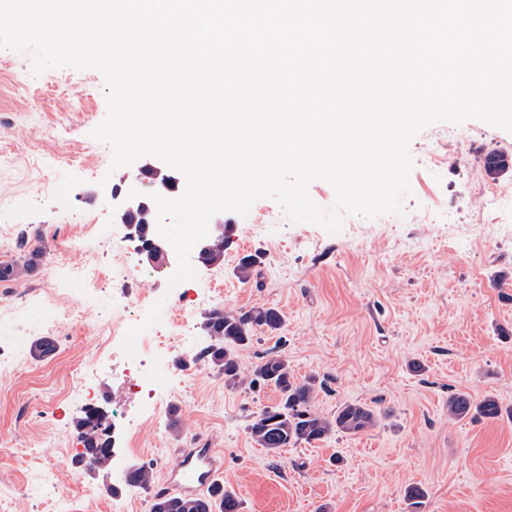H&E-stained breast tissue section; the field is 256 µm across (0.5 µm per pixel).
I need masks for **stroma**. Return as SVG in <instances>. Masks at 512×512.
<instances>
[{"mask_svg":"<svg viewBox=\"0 0 512 512\" xmlns=\"http://www.w3.org/2000/svg\"><path fill=\"white\" fill-rule=\"evenodd\" d=\"M102 75L54 69L33 76L31 58L0 49V261L14 268L0 281V512H55L31 498L32 481L53 472L70 491L66 512H151L186 448H210L220 482L242 512H413L404 492L424 489L420 512H512V196L484 207L486 155L512 164V134L479 120L437 123L411 143L412 193L402 215L350 216L339 233L290 223L281 206L257 201L247 216L228 212L224 263L194 261L189 286L220 288L218 308H277L284 326L257 331L241 348L242 374L264 358L287 359L296 378L322 383L311 408L332 417L346 402L384 413L356 436L332 435L273 454L248 426L275 405L274 387L229 388L213 368L172 358L155 412L116 407L112 316L138 323L141 355L154 362L156 332L170 322L167 275L153 272L127 238L115 194L141 192L128 169L110 170L111 149L92 138L107 107ZM96 220L87 262L110 272L98 284L50 274L74 263L73 243ZM452 224H481L470 243ZM255 260L249 282L236 268ZM49 337L53 354L32 343ZM89 385L122 464L152 467L141 489L117 471L77 465L78 427ZM494 396L496 420H452L453 391Z\"/></svg>","mask_w":512,"mask_h":512,"instance_id":"obj_1","label":"stroma"}]
</instances>
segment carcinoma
I'll return each instance as SVG.
<instances>
[{"mask_svg": "<svg viewBox=\"0 0 512 512\" xmlns=\"http://www.w3.org/2000/svg\"><path fill=\"white\" fill-rule=\"evenodd\" d=\"M227 242V233L212 232L204 240L207 249L202 254V262L206 265L221 263ZM283 324L282 314L274 307L236 312L215 309L203 321L209 344L202 357L210 367L224 374L225 383L231 386L242 384L244 377L241 375L237 351L251 343L256 331L275 332ZM256 383L272 385L280 393L278 404L260 412L249 425L252 439L272 453L302 442L311 444L323 441L334 434L358 435L374 427L379 419V413L361 403L341 404L331 419L313 412L310 403L317 388V378L309 376L297 380L288 367V361L279 355L268 357L255 366L249 384ZM501 415L502 406L492 396L476 401L462 391L448 395V418L452 420H494ZM111 448L110 441L100 443L88 440L87 470L111 469ZM152 481L151 467L137 464L132 467L131 485L146 488ZM216 508L219 512H239L240 505L232 495L224 492L217 497L210 493L190 498L161 494L154 500L151 512H214Z\"/></svg>", "mask_w": 512, "mask_h": 512, "instance_id": "1", "label": "carcinoma"}]
</instances>
